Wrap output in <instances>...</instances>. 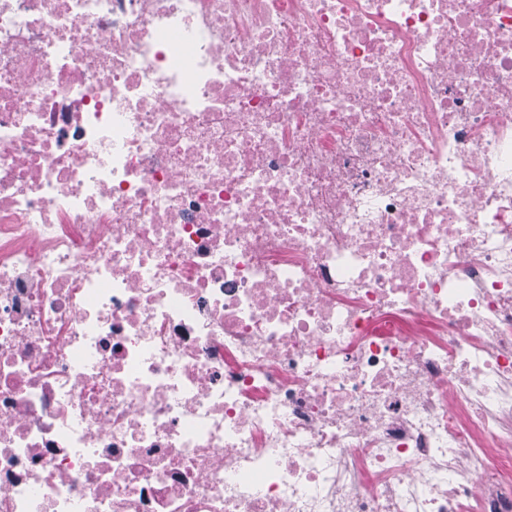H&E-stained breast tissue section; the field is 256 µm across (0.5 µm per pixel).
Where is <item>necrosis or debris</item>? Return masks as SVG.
Segmentation results:
<instances>
[{"label": "necrosis or debris", "instance_id": "obj_1", "mask_svg": "<svg viewBox=\"0 0 512 512\" xmlns=\"http://www.w3.org/2000/svg\"><path fill=\"white\" fill-rule=\"evenodd\" d=\"M0 512H512V0H0Z\"/></svg>", "mask_w": 512, "mask_h": 512}]
</instances>
